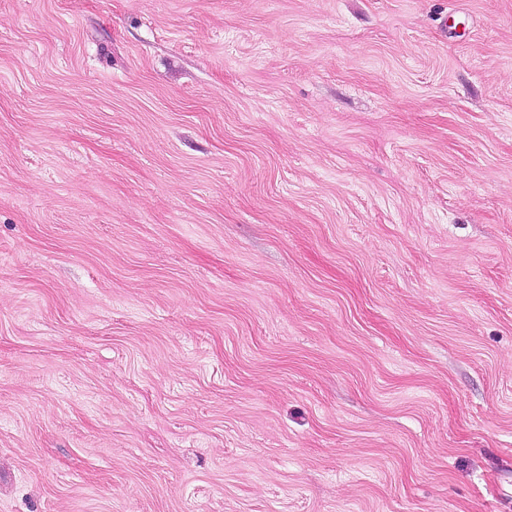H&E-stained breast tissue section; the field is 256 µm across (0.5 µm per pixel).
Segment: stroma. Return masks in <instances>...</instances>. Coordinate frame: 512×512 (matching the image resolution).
<instances>
[{
    "label": "stroma",
    "mask_w": 512,
    "mask_h": 512,
    "mask_svg": "<svg viewBox=\"0 0 512 512\" xmlns=\"http://www.w3.org/2000/svg\"><path fill=\"white\" fill-rule=\"evenodd\" d=\"M0 512H512V0H0Z\"/></svg>",
    "instance_id": "1"
}]
</instances>
